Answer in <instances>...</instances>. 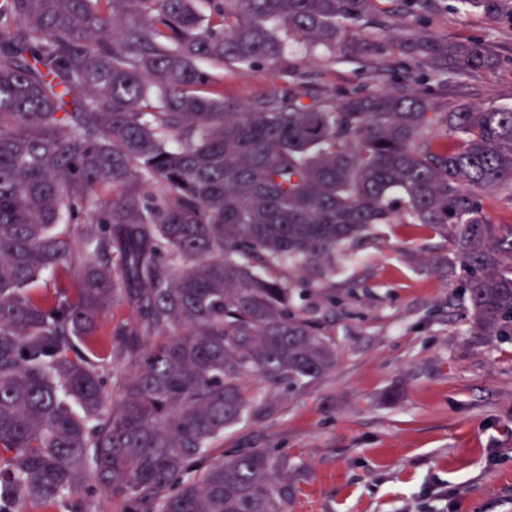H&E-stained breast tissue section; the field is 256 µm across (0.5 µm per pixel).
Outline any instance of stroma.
<instances>
[{
    "label": "stroma",
    "instance_id": "obj_1",
    "mask_svg": "<svg viewBox=\"0 0 512 512\" xmlns=\"http://www.w3.org/2000/svg\"><path fill=\"white\" fill-rule=\"evenodd\" d=\"M414 0H382L394 37L385 56L331 58L296 46L287 66L233 70L200 60L225 97L247 103L271 86L312 95L407 85L397 40L417 31ZM427 30L484 43L500 64L473 73L444 65L419 92L441 106H512V25L431 0ZM441 231L381 224L342 260L331 285L295 278L301 305L336 345L326 374L294 386L246 378L253 410L211 457L267 451L288 486L287 512H512V335L469 333L460 268ZM134 309L110 302L80 349L111 365L113 332ZM397 390L396 401H386Z\"/></svg>",
    "mask_w": 512,
    "mask_h": 512
}]
</instances>
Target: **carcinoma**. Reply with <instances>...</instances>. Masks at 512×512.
Returning a JSON list of instances; mask_svg holds the SVG:
<instances>
[{"instance_id": "cac0c4a2", "label": "carcinoma", "mask_w": 512, "mask_h": 512, "mask_svg": "<svg viewBox=\"0 0 512 512\" xmlns=\"http://www.w3.org/2000/svg\"><path fill=\"white\" fill-rule=\"evenodd\" d=\"M0 0V512L106 491L124 512H285L260 450L209 444L252 398L242 377L294 385L336 361L287 276L378 224L448 234L473 336L512 326V107L442 112L415 90L341 98L273 87L247 104L207 91V59L237 70L285 56L275 25L330 55L378 57L377 0ZM512 24V0H460ZM423 71L497 63L479 41L401 43ZM112 189V199L97 191ZM94 259L77 297L36 296L74 265L70 225ZM133 367L106 391L77 340L105 305Z\"/></svg>"}]
</instances>
